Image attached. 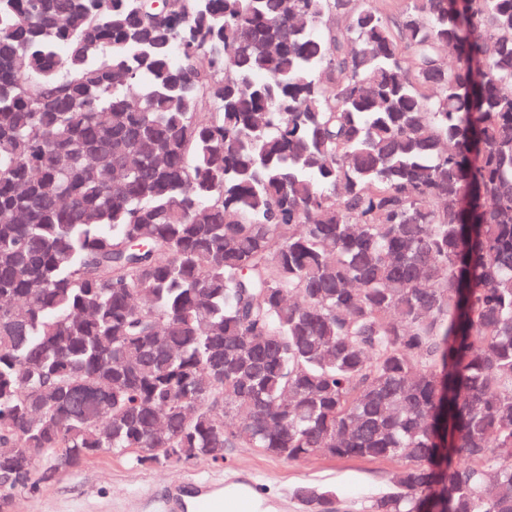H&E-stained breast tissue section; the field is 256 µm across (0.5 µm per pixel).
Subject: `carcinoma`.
I'll use <instances>...</instances> for the list:
<instances>
[{"label": "carcinoma", "instance_id": "carcinoma-1", "mask_svg": "<svg viewBox=\"0 0 512 512\" xmlns=\"http://www.w3.org/2000/svg\"><path fill=\"white\" fill-rule=\"evenodd\" d=\"M240 447L512 512V0H0V502Z\"/></svg>", "mask_w": 512, "mask_h": 512}]
</instances>
